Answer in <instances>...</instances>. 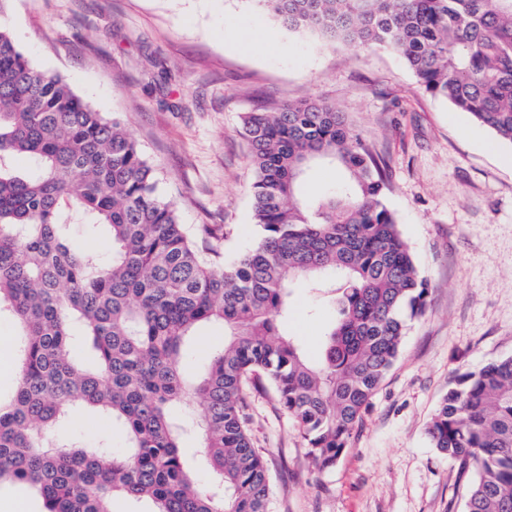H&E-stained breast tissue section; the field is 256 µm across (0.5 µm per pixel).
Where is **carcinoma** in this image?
Here are the masks:
<instances>
[{
    "label": "carcinoma",
    "instance_id": "cac0c4a2",
    "mask_svg": "<svg viewBox=\"0 0 512 512\" xmlns=\"http://www.w3.org/2000/svg\"><path fill=\"white\" fill-rule=\"evenodd\" d=\"M288 31L399 53L426 93L512 143V0H257ZM258 241L224 268V227L187 231L116 118L34 65L0 25V315L18 326L14 394L0 400V486L36 489L42 512H268L271 476L246 423L267 382L321 472L398 358L428 289L387 206L383 169L336 108L308 100L248 112ZM25 155L35 173L11 164ZM336 184L300 202L310 170ZM104 228L112 258L71 242L70 213ZM303 280L335 318L319 363L281 329ZM203 322L224 348L181 371ZM199 400L185 424L176 408ZM100 417L97 446L64 444L71 414ZM120 431L123 447L112 449ZM198 433L210 483L189 468ZM435 448L474 471L465 512H512V357L467 372L428 425Z\"/></svg>",
    "mask_w": 512,
    "mask_h": 512
}]
</instances>
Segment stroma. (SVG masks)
Here are the masks:
<instances>
[{
  "instance_id": "1",
  "label": "stroma",
  "mask_w": 512,
  "mask_h": 512,
  "mask_svg": "<svg viewBox=\"0 0 512 512\" xmlns=\"http://www.w3.org/2000/svg\"><path fill=\"white\" fill-rule=\"evenodd\" d=\"M0 23L34 64L119 118L187 227H224V260L253 247L244 113L327 103L384 166L386 203L429 293L335 467L318 471L270 388L246 413L269 512H464L468 477L428 424L458 376L512 356V144L426 94L404 58L289 32L255 0H10ZM285 331L318 359L332 320L305 284ZM224 346L199 326L184 370Z\"/></svg>"
}]
</instances>
